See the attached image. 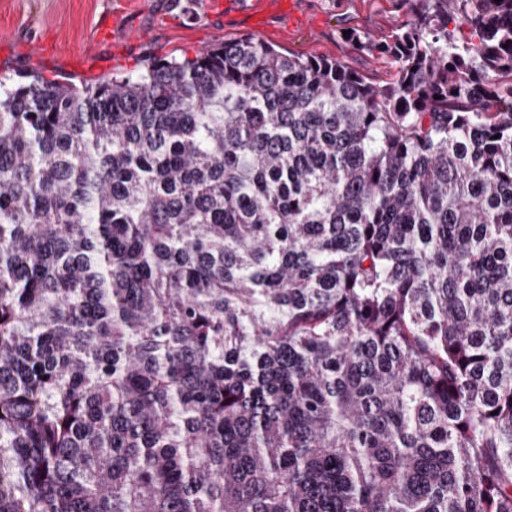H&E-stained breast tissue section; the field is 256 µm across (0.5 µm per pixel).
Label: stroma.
Listing matches in <instances>:
<instances>
[{"mask_svg":"<svg viewBox=\"0 0 512 512\" xmlns=\"http://www.w3.org/2000/svg\"><path fill=\"white\" fill-rule=\"evenodd\" d=\"M205 0H0V82L18 74L91 84L132 75L156 57L194 56L213 43L244 36L298 54L342 62L366 81H392L396 64L360 50L345 38L352 30L388 39L406 21L403 0H296L294 14L274 0H229L213 13ZM120 16L109 38L98 37L105 18Z\"/></svg>","mask_w":512,"mask_h":512,"instance_id":"obj_1","label":"stroma"}]
</instances>
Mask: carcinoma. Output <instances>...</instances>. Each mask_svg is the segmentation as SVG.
<instances>
[{
	"label": "carcinoma",
	"instance_id": "obj_1",
	"mask_svg": "<svg viewBox=\"0 0 512 512\" xmlns=\"http://www.w3.org/2000/svg\"><path fill=\"white\" fill-rule=\"evenodd\" d=\"M404 2L0 83V512H512V0Z\"/></svg>",
	"mask_w": 512,
	"mask_h": 512
}]
</instances>
